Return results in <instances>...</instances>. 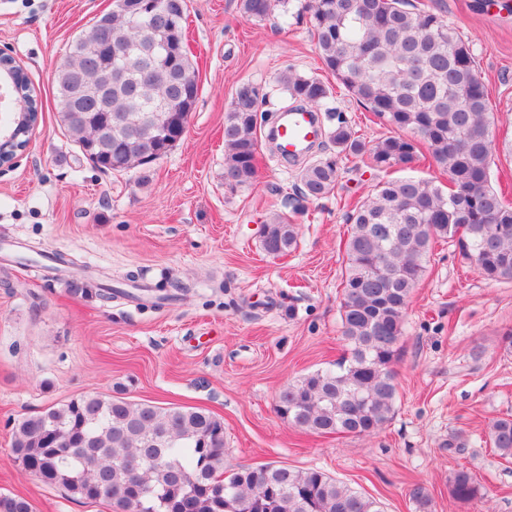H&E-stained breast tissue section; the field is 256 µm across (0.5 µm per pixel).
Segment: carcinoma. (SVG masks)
I'll return each instance as SVG.
<instances>
[{"label": "carcinoma", "instance_id": "1", "mask_svg": "<svg viewBox=\"0 0 512 512\" xmlns=\"http://www.w3.org/2000/svg\"><path fill=\"white\" fill-rule=\"evenodd\" d=\"M148 0H115L70 44L56 68L58 117L84 158L103 171L137 169L147 179L176 144L157 139V124L187 121L199 93L184 49L186 0L171 22H149ZM279 0H240L248 20L262 21ZM323 64L366 108L412 137L367 144L337 118L336 153L300 172L301 195L321 199L336 186L341 155L365 156L379 169L408 166L427 146L448 175V191L400 177L379 182L349 216L339 313L347 356L337 370H317L280 390L277 413L314 434L372 436L391 420L397 396L394 364L414 288L434 245L454 243L478 274L512 282V204L491 184L494 114L472 51L436 13L412 0H310ZM279 89L298 107L329 97L316 77L289 69ZM267 93L236 88L224 119V181L256 177L257 123ZM298 225L277 215L263 225L271 255L293 251ZM490 442L512 458V414L488 424ZM22 469L81 499L105 500L113 512H383L380 503L318 469L229 460L224 421L197 407L159 406L125 397L84 395L25 416L12 427ZM452 497L477 499L474 475L456 470ZM408 496L431 512L426 489ZM0 512H33L28 499L0 495Z\"/></svg>", "mask_w": 512, "mask_h": 512}]
</instances>
